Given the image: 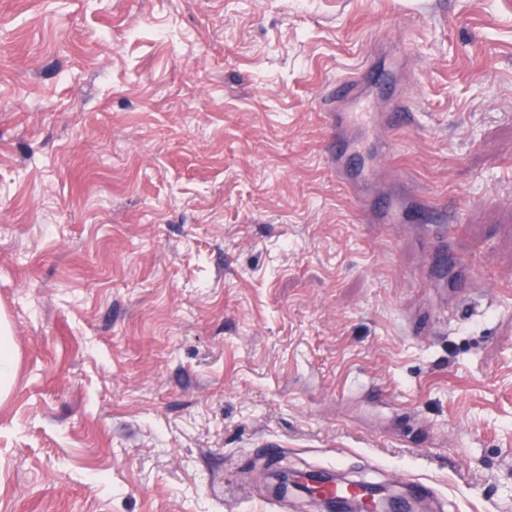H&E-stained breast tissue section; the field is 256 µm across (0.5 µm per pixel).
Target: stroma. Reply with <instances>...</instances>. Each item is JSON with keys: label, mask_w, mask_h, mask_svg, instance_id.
<instances>
[{"label": "stroma", "mask_w": 512, "mask_h": 512, "mask_svg": "<svg viewBox=\"0 0 512 512\" xmlns=\"http://www.w3.org/2000/svg\"><path fill=\"white\" fill-rule=\"evenodd\" d=\"M419 122L357 223L321 101L381 31ZM0 512H512V0H0ZM419 217L430 222V224L443 225V230L446 234L445 225L448 224L447 230H449V224H452L455 221L456 212L453 206L445 204L425 208L419 213ZM0 335V396H2L11 388L16 367V352L10 328L3 320L0 325ZM369 491L370 497L368 499H339L332 506L322 502L321 505L326 511L390 512L393 501L400 498L393 494L388 487L372 486ZM371 496L375 497L373 503L370 501Z\"/></svg>", "instance_id": "1"}]
</instances>
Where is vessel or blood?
<instances>
[{
	"mask_svg": "<svg viewBox=\"0 0 512 512\" xmlns=\"http://www.w3.org/2000/svg\"><path fill=\"white\" fill-rule=\"evenodd\" d=\"M377 41L387 48L393 60L391 67L372 63L361 66L327 89L324 110L329 138L325 155L337 181L350 190L359 220L391 224L395 213L379 200L375 168L363 164L357 151L359 136L365 129L394 133L414 126L416 112L403 88L409 68L401 43L384 34Z\"/></svg>",
	"mask_w": 512,
	"mask_h": 512,
	"instance_id": "obj_1",
	"label": "vessel or blood"
}]
</instances>
